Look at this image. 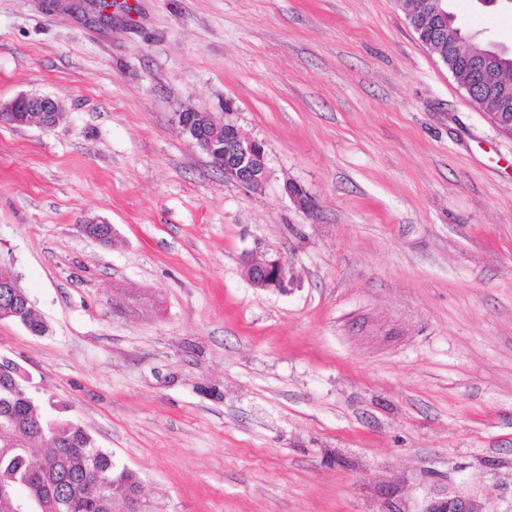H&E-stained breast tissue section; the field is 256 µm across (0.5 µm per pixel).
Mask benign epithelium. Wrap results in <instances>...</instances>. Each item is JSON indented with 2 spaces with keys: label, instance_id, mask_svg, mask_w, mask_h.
<instances>
[{
  "label": "benign epithelium",
  "instance_id": "1",
  "mask_svg": "<svg viewBox=\"0 0 512 512\" xmlns=\"http://www.w3.org/2000/svg\"><path fill=\"white\" fill-rule=\"evenodd\" d=\"M445 0H421L420 11L437 26L443 38L454 32L448 24ZM60 111L59 104L49 96L21 94L7 104L0 103V120L18 126H54L52 117ZM180 130L208 155L213 166L224 171V180L253 191L262 190L265 180V149L262 143L244 136L224 115L214 112L187 110L177 114ZM247 279L256 288L284 290L288 287V269L275 257L244 262ZM0 288L8 289L19 299L22 308H28L29 298L19 288L14 276L0 270ZM424 512H481L478 505L461 497L434 499Z\"/></svg>",
  "mask_w": 512,
  "mask_h": 512
}]
</instances>
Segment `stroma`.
I'll list each match as a JSON object with an SVG mask.
<instances>
[{
  "mask_svg": "<svg viewBox=\"0 0 512 512\" xmlns=\"http://www.w3.org/2000/svg\"><path fill=\"white\" fill-rule=\"evenodd\" d=\"M451 10L512 53V6ZM22 93L61 114L0 122V267L45 330L0 320V355L152 512H381L390 487L512 512V138L395 0H115L108 24L0 0V101ZM186 109L263 143L262 191ZM225 112L186 110L177 114L180 130L208 155L224 179L253 191L262 190L265 180V149L262 143L245 137ZM247 279L256 288L285 290L288 287V269L279 258H247L244 262Z\"/></svg>",
  "mask_w": 512,
  "mask_h": 512,
  "instance_id": "stroma-1",
  "label": "stroma"
}]
</instances>
